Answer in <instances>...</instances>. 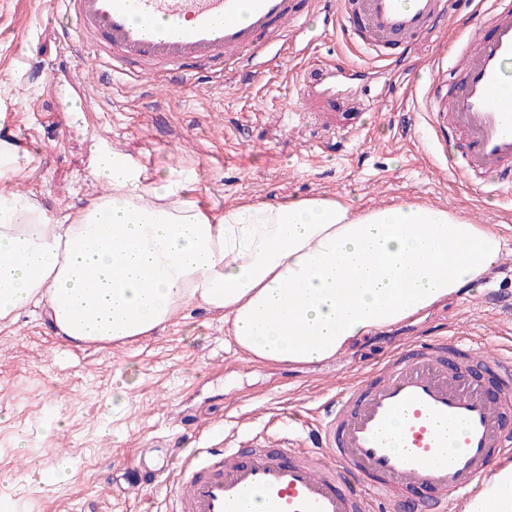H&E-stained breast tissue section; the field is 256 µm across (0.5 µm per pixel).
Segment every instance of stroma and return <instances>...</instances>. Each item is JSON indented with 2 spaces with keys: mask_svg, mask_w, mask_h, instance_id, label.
Here are the masks:
<instances>
[{
  "mask_svg": "<svg viewBox=\"0 0 512 512\" xmlns=\"http://www.w3.org/2000/svg\"><path fill=\"white\" fill-rule=\"evenodd\" d=\"M473 8L453 0L445 26L392 50L387 67L338 35L315 42L305 59L255 60L244 76L201 67L153 82L71 52L57 0H0V147L21 164L0 188L60 216L104 193L91 171L115 150L147 181H178L215 216L244 202L311 196L357 208L427 202L512 241V205L452 177L415 99L430 63L466 38ZM326 63L340 66L344 90L305 95ZM482 289L470 286L319 364L252 361L223 316L198 307L116 347L69 346L40 313L21 314L0 327V491L16 512H171L175 475L144 487L136 479L173 449L304 434L358 374L442 332H466L484 350L511 347L481 306ZM60 463L69 479L45 484Z\"/></svg>",
  "mask_w": 512,
  "mask_h": 512,
  "instance_id": "obj_1",
  "label": "stroma"
}]
</instances>
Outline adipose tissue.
<instances>
[{"label":"adipose tissue","mask_w":512,"mask_h":512,"mask_svg":"<svg viewBox=\"0 0 512 512\" xmlns=\"http://www.w3.org/2000/svg\"><path fill=\"white\" fill-rule=\"evenodd\" d=\"M93 176L105 193L60 218L0 197L1 324L40 307L71 345H124L198 306L252 359L315 364L448 300L501 253L493 225L427 204L309 197L217 217L117 153ZM467 512H512V465Z\"/></svg>","instance_id":"obj_1"}]
</instances>
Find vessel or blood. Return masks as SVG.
I'll return each instance as SVG.
<instances>
[{"label": "vessel or blood", "mask_w": 512, "mask_h": 512, "mask_svg": "<svg viewBox=\"0 0 512 512\" xmlns=\"http://www.w3.org/2000/svg\"><path fill=\"white\" fill-rule=\"evenodd\" d=\"M73 45L113 72L157 80L187 63L235 71L243 61L296 55L312 17L322 34L384 62L393 46L432 32L445 0H62ZM483 31L459 41L460 74L443 92L431 63L429 138L465 185L512 200V0H479ZM475 345L438 336L394 353L329 400L312 436L281 444L238 441L196 449L177 466L176 512H447L477 494L512 458L503 422L512 399V358L487 361L501 374L497 397L455 370ZM425 488L432 499H411Z\"/></svg>", "instance_id": "obj_1"}]
</instances>
